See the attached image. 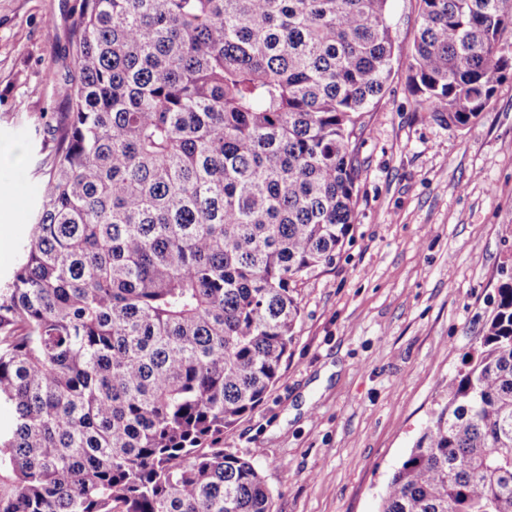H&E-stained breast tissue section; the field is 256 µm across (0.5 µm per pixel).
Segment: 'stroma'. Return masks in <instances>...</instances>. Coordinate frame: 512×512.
Wrapping results in <instances>:
<instances>
[{
    "label": "stroma",
    "mask_w": 512,
    "mask_h": 512,
    "mask_svg": "<svg viewBox=\"0 0 512 512\" xmlns=\"http://www.w3.org/2000/svg\"><path fill=\"white\" fill-rule=\"evenodd\" d=\"M79 3L0 0V282L69 110L59 75ZM419 10L388 0L397 53L367 108L357 220L333 264L298 286L276 385L220 439L259 469L275 512H378L512 267V73L467 127L419 111L405 56Z\"/></svg>",
    "instance_id": "1"
}]
</instances>
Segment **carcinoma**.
<instances>
[{"label": "carcinoma", "mask_w": 512, "mask_h": 512, "mask_svg": "<svg viewBox=\"0 0 512 512\" xmlns=\"http://www.w3.org/2000/svg\"><path fill=\"white\" fill-rule=\"evenodd\" d=\"M387 2L81 0L0 285V512H274L218 439L279 379L298 284L355 222ZM420 2L411 93L463 128L512 70V0ZM380 512H512V273Z\"/></svg>", "instance_id": "obj_1"}]
</instances>
